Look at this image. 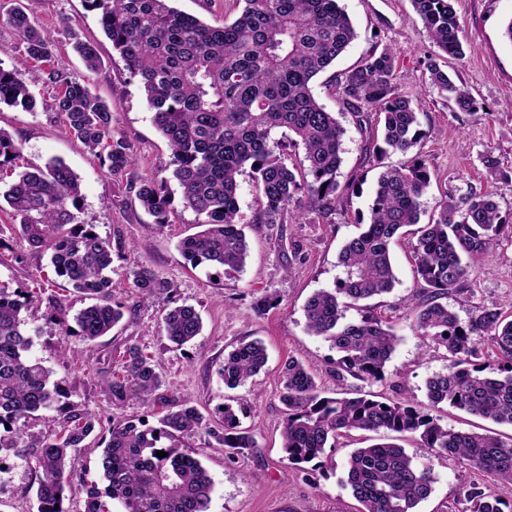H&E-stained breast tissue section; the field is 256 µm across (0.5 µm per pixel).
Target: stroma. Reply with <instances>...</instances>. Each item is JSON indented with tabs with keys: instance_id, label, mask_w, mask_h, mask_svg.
<instances>
[{
	"instance_id": "stroma-1",
	"label": "stroma",
	"mask_w": 512,
	"mask_h": 512,
	"mask_svg": "<svg viewBox=\"0 0 512 512\" xmlns=\"http://www.w3.org/2000/svg\"><path fill=\"white\" fill-rule=\"evenodd\" d=\"M357 33V39L326 72L313 82V92L328 111L336 113L345 129L340 183L364 175L361 190L347 194L330 223L318 224L306 213L300 224L246 225L250 255L243 271L224 274L195 267L178 249L179 241L196 232L192 211L176 209L171 222L158 228L145 215L134 197L125 194L119 178L102 169L98 160L64 128L50 108L58 87L39 82L31 90L42 105L29 112L0 105V127L23 143V162L44 165L64 160L78 175L82 199L76 213L81 224L94 225L104 237L121 238L124 256L112 264V294L126 305L118 327L93 342L65 335L48 308V295H55L68 314L84 307L83 297L55 275L48 255L33 251L19 237L9 238L0 251V288L20 289L39 295L24 312L32 337L30 353L56 376L65 378L71 403L102 418L139 417L155 423L154 409L128 402L113 406L105 379L108 372H121L118 358L125 342L137 343L153 358L163 374L164 394L190 399L206 416H214L226 401L243 402L242 426L257 441L254 449L234 457L212 437L182 439L180 447L194 451L209 472L214 486L208 512H356L350 490L340 483L350 452L363 446L364 434L340 438L327 449L333 464L303 472L288 464L282 450L284 407L279 398L280 372L288 358L302 361L327 392L337 389L334 374L337 353L329 342L305 330L303 307L314 292L332 288L342 269L338 255L342 245L358 232L354 215L367 212L377 172L366 154L365 142L350 113L335 91V77L356 65L375 45L398 52L396 82L400 92L422 101L418 113L425 136L416 147L433 173L432 182L420 199L421 220L436 215L446 192L483 187L493 194L503 215L512 218V182L486 176L481 156L493 149L503 168H512V42L504 27L512 19V0H455V10L465 26L463 54L446 57L428 37L411 0H342ZM36 19L53 41L49 62L19 64L15 50L19 40L8 26L0 25V66L19 67L22 77L52 67L84 78L90 89L112 112V130L126 136L137 159L136 170L145 177H170V150L152 122V113L137 80L113 51L101 30L95 12L83 0H36ZM96 41L103 60L96 72L85 70L70 46L71 36ZM458 74L474 98L475 113L459 111L430 85L429 62ZM393 266L398 278L394 290L373 299L375 315L394 326L399 337L385 367L383 382L370 384L347 379L348 389L375 392L393 399L428 404L426 382L445 370L448 354L431 341L414 335L406 319L407 299L417 287L415 264L407 241L393 246ZM153 268L174 287L172 298H159L152 305L136 304L131 288L136 264ZM480 274L463 292L449 296L447 303L460 316L483 307L512 305V238L502 237L481 256ZM275 293V304L264 312L253 309L255 301ZM194 306L203 319V332L188 346L178 348L162 340L158 322L169 300ZM259 339L267 348L268 363L253 382L230 389L219 369L239 340ZM398 444L417 455L432 469L435 482L417 512H468L460 490L459 460L421 448L407 434ZM37 479L27 462L9 457L0 470V512H36Z\"/></svg>"
}]
</instances>
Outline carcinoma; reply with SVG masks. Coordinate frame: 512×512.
I'll return each mask as SVG.
<instances>
[{
  "label": "carcinoma",
  "instance_id": "1",
  "mask_svg": "<svg viewBox=\"0 0 512 512\" xmlns=\"http://www.w3.org/2000/svg\"><path fill=\"white\" fill-rule=\"evenodd\" d=\"M172 0H85L97 12L112 49L130 76L142 84L153 123L167 139L172 176L183 209L192 211L203 230L180 240L178 248L193 265L215 270L244 269L248 243L240 216L238 178L248 175L258 192L251 224H298L301 202L328 217L341 203L343 191L354 190L356 178L340 187L345 130L336 113L314 97L311 81L325 71L357 37L340 0H222L241 7L236 18L212 26L171 5ZM431 40L448 56L463 54V27L453 0H412ZM0 24L15 31L25 58L41 61L51 41L36 26L27 8L18 6ZM73 50L87 70L101 67L94 43L77 41ZM395 53L373 46L360 64L336 80L343 103L360 128L371 131V114L381 116V134L369 139L376 165L390 153L406 154L425 137L418 129L419 104L395 83ZM433 87L454 101L461 112L476 103L459 79L429 65ZM42 77L31 76L37 82ZM44 81L62 88L52 110L68 131L112 176L125 178L124 191L138 201L162 228L170 223L172 200L167 179L134 172L136 159L123 136L112 133V112L89 86L67 72L53 69ZM34 110L37 98L19 70L0 66V105ZM302 148L297 163L287 152ZM22 141L0 127V201L19 218L13 229L50 257L64 278L89 304L73 317L71 331L58 302L47 298L66 335L93 342L108 335L123 319L125 305L112 297L114 257L123 245L112 243L93 227L74 224L81 199L77 175L61 160L18 172ZM487 177L506 179L493 151L482 155ZM11 175L13 179L3 182ZM421 155L402 167L380 172L369 217H356L361 231L339 253L344 276L333 288L310 296L304 306L309 334L324 338L336 350V379H384L386 363L398 337L382 318L367 312L365 302L389 294L397 282L391 248L406 227L417 226L411 244L420 291L409 300L410 327L448 353L446 371L426 383L432 408L449 405L512 426V315L484 308L465 318L444 299L468 286L475 262L512 223L483 188L469 184L445 194L436 217L420 224L419 199L431 183ZM132 288L142 304L172 292L169 281L146 264L132 272ZM38 297L0 289V448L24 457L36 473L37 512H65L66 489L72 487L68 458L101 425L96 414L66 397L65 379L30 356L31 340L23 311ZM354 309L357 320L346 319ZM195 307L164 308L161 336L182 347L202 332ZM499 358L484 356V342ZM121 359L124 374L108 380L112 405L137 400L161 404L157 424L137 419L112 422L103 445L100 468L106 482L83 486L85 512H112L119 501L124 512H206L213 481L200 460L177 444L181 438L213 436L228 454L240 455L257 442L240 428L238 409L217 408L224 432L216 433L190 401L157 394L163 386L151 358L127 343ZM266 347L258 339L241 340L224 356V386L236 388L267 365ZM280 401L285 407L282 438L285 459L297 467L321 458L336 440L352 432L411 434L421 446L461 460L463 498L472 512H504L503 503L470 479L485 472L512 483V436L477 433L448 426L409 401H382L377 396H329L297 359L281 372ZM59 412L52 437L30 431V421L48 409ZM164 451L160 458L156 453ZM343 486L360 504L359 512H414L434 483L432 469L392 442L354 449L347 458Z\"/></svg>",
  "mask_w": 512,
  "mask_h": 512
}]
</instances>
